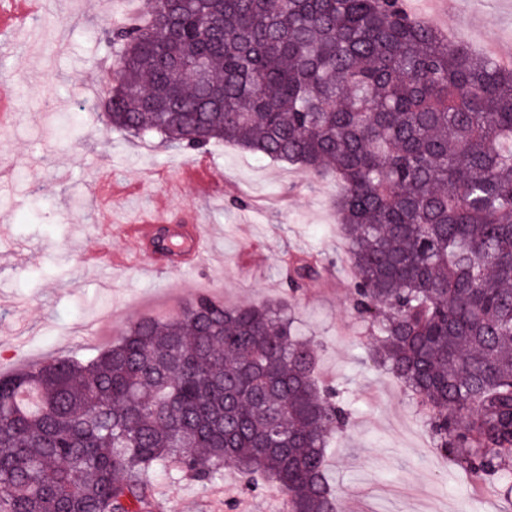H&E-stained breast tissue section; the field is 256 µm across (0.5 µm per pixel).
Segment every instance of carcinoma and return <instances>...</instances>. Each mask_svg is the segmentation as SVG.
<instances>
[{"label": "carcinoma", "mask_w": 512, "mask_h": 512, "mask_svg": "<svg viewBox=\"0 0 512 512\" xmlns=\"http://www.w3.org/2000/svg\"><path fill=\"white\" fill-rule=\"evenodd\" d=\"M106 125L339 185L352 311L434 447L512 494V71L401 0H142L107 22ZM320 276L299 258L287 285ZM281 304L199 295L93 359L0 376V512H157L149 476L231 465L282 512H343L351 412Z\"/></svg>", "instance_id": "cac0c4a2"}]
</instances>
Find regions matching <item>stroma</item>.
I'll use <instances>...</instances> for the list:
<instances>
[{
  "mask_svg": "<svg viewBox=\"0 0 512 512\" xmlns=\"http://www.w3.org/2000/svg\"><path fill=\"white\" fill-rule=\"evenodd\" d=\"M433 9L417 0L415 16L451 42L478 53L486 34L512 42V0H458L440 17ZM132 10L128 0H53L31 19L17 55L0 54V78L18 88V118L0 132V374L89 360L137 319L170 317L201 294L229 305L285 300L317 345L319 382L351 410L327 459L348 512H512L434 448L400 382L369 358L373 340L352 315L336 181L223 142L196 156L104 126L94 106L112 55L103 27ZM200 158L223 171L222 185L187 176ZM107 166L114 225L164 207L171 223L209 230L205 262L143 274L124 238L103 230L91 186ZM89 251L126 261L90 268ZM303 254L319 261L322 278L292 292L286 264ZM154 481L159 512H275L268 487L246 490L228 466L208 486L163 471Z\"/></svg>",
  "mask_w": 512,
  "mask_h": 512,
  "instance_id": "obj_1",
  "label": "stroma"
}]
</instances>
